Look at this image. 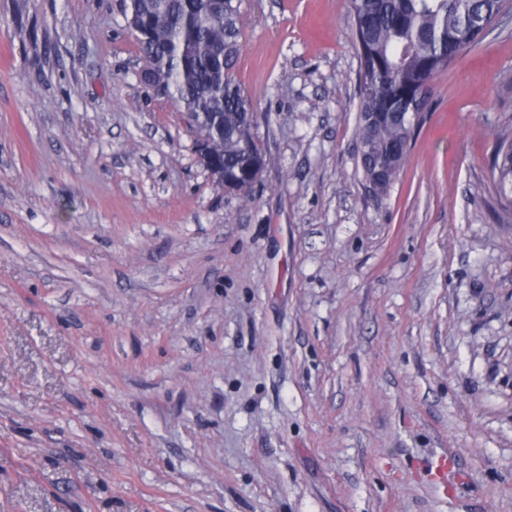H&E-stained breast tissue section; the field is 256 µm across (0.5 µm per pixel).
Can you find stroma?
<instances>
[{"instance_id": "35a3bbf8", "label": "stroma", "mask_w": 512, "mask_h": 512, "mask_svg": "<svg viewBox=\"0 0 512 512\" xmlns=\"http://www.w3.org/2000/svg\"><path fill=\"white\" fill-rule=\"evenodd\" d=\"M127 5L0 0V512H512V16L376 199L347 0H243L246 203ZM497 188L512 208V131L499 135V146L493 159ZM510 194V198L509 195Z\"/></svg>"}]
</instances>
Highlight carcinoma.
<instances>
[{
    "label": "carcinoma",
    "instance_id": "1",
    "mask_svg": "<svg viewBox=\"0 0 512 512\" xmlns=\"http://www.w3.org/2000/svg\"><path fill=\"white\" fill-rule=\"evenodd\" d=\"M241 0H129L127 17L146 31L137 41L140 75L159 77L177 108L209 117L199 128L211 158L248 201L246 152L264 155L247 122L251 101L236 79L243 49ZM512 10L507 0H349L359 60L362 174L374 196L399 179L414 127L429 111L433 81L478 45L483 30ZM497 188L512 208V132L499 135Z\"/></svg>",
    "mask_w": 512,
    "mask_h": 512
}]
</instances>
